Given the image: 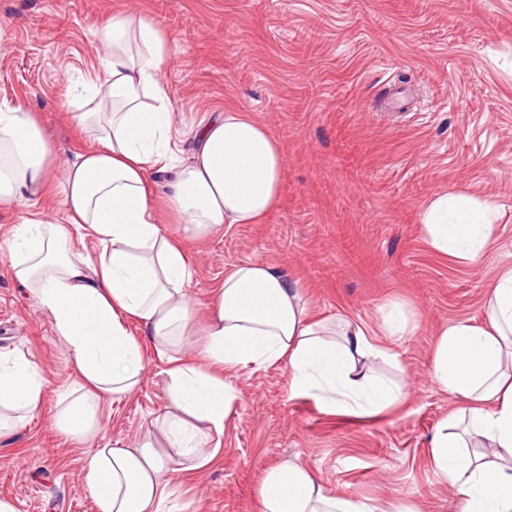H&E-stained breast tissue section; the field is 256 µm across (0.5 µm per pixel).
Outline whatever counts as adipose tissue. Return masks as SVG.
I'll use <instances>...</instances> for the list:
<instances>
[{"instance_id":"obj_1","label":"adipose tissue","mask_w":512,"mask_h":512,"mask_svg":"<svg viewBox=\"0 0 512 512\" xmlns=\"http://www.w3.org/2000/svg\"><path fill=\"white\" fill-rule=\"evenodd\" d=\"M95 38L100 69L89 90L98 109L77 123L99 136L67 164L64 220L27 209L49 186L53 144L35 113L0 106V207L26 211L7 255L72 363L74 379L58 393L64 436H97L104 402L131 395L149 358L164 363L165 412L134 442L95 449L85 470L94 512H165L173 473L192 477L216 458L235 399L225 374L283 364L290 396L312 397L332 415H376L407 397L376 372V364H399L376 338L407 335L410 321L397 304L382 307L374 331L344 314L314 317L297 283L257 261L227 272L197 315L188 300L191 258L156 211L166 206L194 235L262 222L280 203L282 145L251 115L228 109L198 122L195 151L177 161L176 115L159 78L171 60L165 31L147 16L117 14ZM493 214L491 205L439 195L420 224L432 250L469 265L491 243ZM83 228L102 244L97 257L73 245V230ZM132 323L144 337L130 333ZM194 331L199 338L185 349ZM431 377L453 408L430 439L429 469L451 487L460 512H512V267L488 288L482 324L440 331ZM47 385L23 353L0 352V440L39 408ZM257 503L258 512H416L409 502L338 496L295 459L264 471Z\"/></svg>"}]
</instances>
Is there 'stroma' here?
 Here are the masks:
<instances>
[{
	"instance_id": "35a3bbf8",
	"label": "stroma",
	"mask_w": 512,
	"mask_h": 512,
	"mask_svg": "<svg viewBox=\"0 0 512 512\" xmlns=\"http://www.w3.org/2000/svg\"><path fill=\"white\" fill-rule=\"evenodd\" d=\"M136 12L162 27L172 49L164 73L183 126L227 108L249 112L280 140L281 204L263 223L227 224L187 240L206 305L234 265L262 261L297 281L315 314L378 321L401 304L414 319L396 349L397 409L356 419L288 393L276 365L230 377L236 399L215 464L175 476L169 512H257L265 469L307 465L336 494L405 498L421 512H457L452 491L426 462L452 401L430 377L438 331L480 323L486 288L512 266V0H0V104L35 112L57 150L60 182L74 150L92 146L65 94L69 78L98 70L94 33ZM390 87L407 110L381 112ZM466 195L497 211L492 244L471 265L434 252L419 213L438 194ZM0 351H20L49 381L40 409L0 442V496L17 512H94L84 466L107 442L131 441L166 406L162 365L104 410L98 436H59L56 390L74 377L49 316L0 254Z\"/></svg>"
}]
</instances>
